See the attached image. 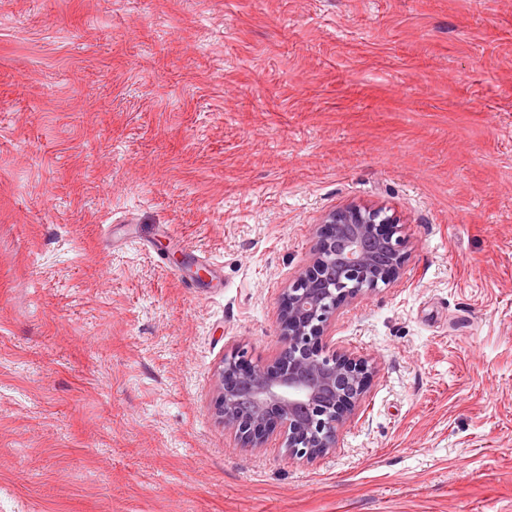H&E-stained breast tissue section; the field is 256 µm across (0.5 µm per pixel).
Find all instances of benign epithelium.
<instances>
[{"label": "benign epithelium", "mask_w": 512, "mask_h": 512, "mask_svg": "<svg viewBox=\"0 0 512 512\" xmlns=\"http://www.w3.org/2000/svg\"><path fill=\"white\" fill-rule=\"evenodd\" d=\"M322 224L311 264L282 293V345L271 364L248 367L237 351L218 372L215 413L242 448L262 447L276 425L289 456H325L364 396L368 362L326 351L324 338L338 309L400 276V225L355 204Z\"/></svg>", "instance_id": "1"}]
</instances>
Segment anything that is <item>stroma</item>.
Returning a JSON list of instances; mask_svg holds the SVG:
<instances>
[{
	"mask_svg": "<svg viewBox=\"0 0 512 512\" xmlns=\"http://www.w3.org/2000/svg\"><path fill=\"white\" fill-rule=\"evenodd\" d=\"M350 203L405 239L360 407L237 447ZM0 512H512V0H0Z\"/></svg>",
	"mask_w": 512,
	"mask_h": 512,
	"instance_id": "stroma-1",
	"label": "stroma"
}]
</instances>
